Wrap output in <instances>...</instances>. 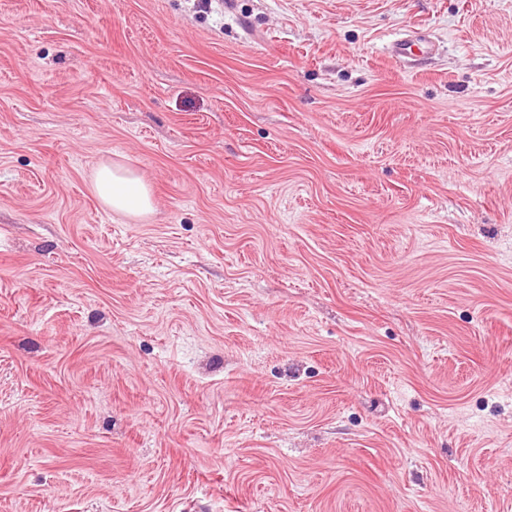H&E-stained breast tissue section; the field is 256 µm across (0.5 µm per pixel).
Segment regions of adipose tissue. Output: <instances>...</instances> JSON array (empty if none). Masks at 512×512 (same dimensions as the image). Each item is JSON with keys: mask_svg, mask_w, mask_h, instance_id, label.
<instances>
[{"mask_svg": "<svg viewBox=\"0 0 512 512\" xmlns=\"http://www.w3.org/2000/svg\"><path fill=\"white\" fill-rule=\"evenodd\" d=\"M93 189L110 210L130 216H141L152 211L153 197L144 179L134 170L121 165L105 163L93 176Z\"/></svg>", "mask_w": 512, "mask_h": 512, "instance_id": "obj_1", "label": "adipose tissue"}]
</instances>
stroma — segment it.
<instances>
[{"label":"stroma","instance_id":"stroma-1","mask_svg":"<svg viewBox=\"0 0 512 512\" xmlns=\"http://www.w3.org/2000/svg\"><path fill=\"white\" fill-rule=\"evenodd\" d=\"M0 512H512V0H0ZM93 189L101 202L117 213L141 216L154 207L144 179L121 164L109 162L100 165L93 176Z\"/></svg>","mask_w":512,"mask_h":512}]
</instances>
